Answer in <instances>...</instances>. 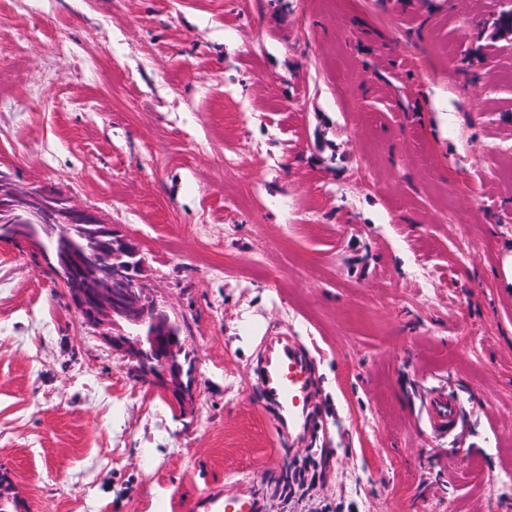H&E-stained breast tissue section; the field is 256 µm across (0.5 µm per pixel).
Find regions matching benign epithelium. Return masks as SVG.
<instances>
[{
	"label": "benign epithelium",
	"mask_w": 512,
	"mask_h": 512,
	"mask_svg": "<svg viewBox=\"0 0 512 512\" xmlns=\"http://www.w3.org/2000/svg\"><path fill=\"white\" fill-rule=\"evenodd\" d=\"M80 232L88 245L78 253L69 241ZM2 240L23 241L46 258L68 306L120 356L129 379L155 388L181 419L195 416L196 361L181 335L153 330L169 313L148 284L132 239L56 190L17 187L1 169Z\"/></svg>",
	"instance_id": "1"
}]
</instances>
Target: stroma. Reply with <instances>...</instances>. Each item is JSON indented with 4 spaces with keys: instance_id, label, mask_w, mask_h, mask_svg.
Listing matches in <instances>:
<instances>
[{
    "instance_id": "obj_1",
    "label": "stroma",
    "mask_w": 512,
    "mask_h": 512,
    "mask_svg": "<svg viewBox=\"0 0 512 512\" xmlns=\"http://www.w3.org/2000/svg\"><path fill=\"white\" fill-rule=\"evenodd\" d=\"M512 0H0V168L139 246L193 423L0 245V471L26 512H512ZM295 336L283 439L254 369ZM460 407L435 435L426 401ZM258 375L281 430L305 432L312 413L313 384L308 360L291 336H265ZM195 512H263L262 495L252 491L247 483H234L215 488L209 495L192 505Z\"/></svg>"
}]
</instances>
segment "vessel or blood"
Returning a JSON list of instances; mask_svg holds the SVG:
<instances>
[{"instance_id":"b4317fda","label":"vessel or blood","mask_w":512,"mask_h":512,"mask_svg":"<svg viewBox=\"0 0 512 512\" xmlns=\"http://www.w3.org/2000/svg\"><path fill=\"white\" fill-rule=\"evenodd\" d=\"M258 375L282 431L289 435L305 432L312 412L313 384L308 360L292 337H264ZM427 414L433 430L440 434L458 417L455 401L443 393L430 398ZM192 508L194 512H264L265 502L249 484L234 483L215 488Z\"/></svg>"}]
</instances>
